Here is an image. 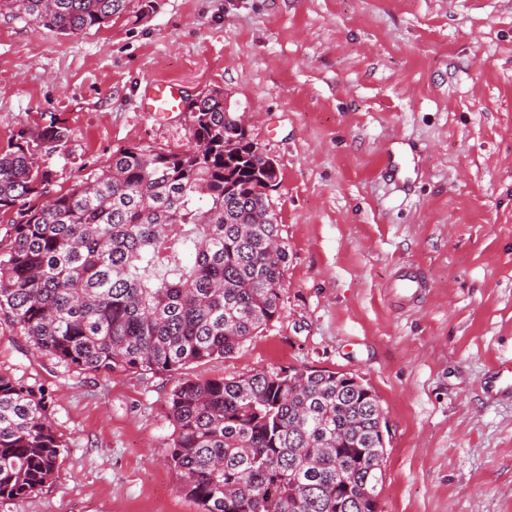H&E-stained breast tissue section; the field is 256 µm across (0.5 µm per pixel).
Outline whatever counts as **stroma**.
<instances>
[{"label": "stroma", "mask_w": 512, "mask_h": 512, "mask_svg": "<svg viewBox=\"0 0 512 512\" xmlns=\"http://www.w3.org/2000/svg\"><path fill=\"white\" fill-rule=\"evenodd\" d=\"M221 88L280 171L278 316L188 376L304 366L359 377L385 417L378 512H512V0H130L64 36L0 15V148L71 130L54 191L128 145L183 152L148 82ZM417 301L390 285L405 268ZM0 374L44 388L56 479L0 512H199L166 462L172 377L79 374L0 325ZM493 377L486 391L491 398L507 396L512 389V360L494 365Z\"/></svg>", "instance_id": "35a3bbf8"}]
</instances>
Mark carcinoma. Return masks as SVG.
Listing matches in <instances>:
<instances>
[{"mask_svg":"<svg viewBox=\"0 0 512 512\" xmlns=\"http://www.w3.org/2000/svg\"><path fill=\"white\" fill-rule=\"evenodd\" d=\"M130 0H0L28 24L78 36ZM193 146L120 147L52 193L70 129L52 119L0 151V322L80 373L166 374L167 464L200 512H378L377 395L330 370L184 376L275 318L288 245L269 192L279 171L219 88L189 103ZM47 394L0 375V499L54 477L65 443Z\"/></svg>","mask_w":512,"mask_h":512,"instance_id":"cac0c4a2","label":"carcinoma"}]
</instances>
